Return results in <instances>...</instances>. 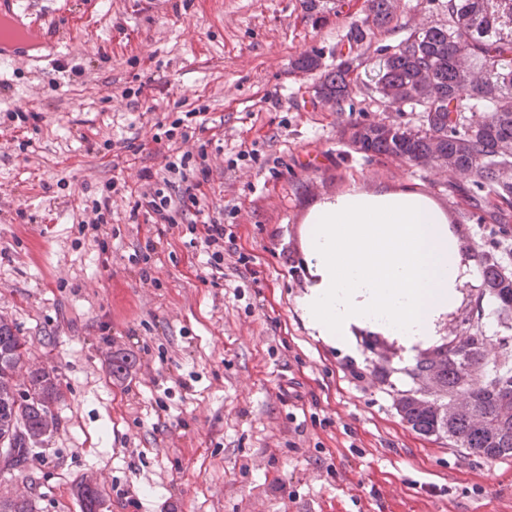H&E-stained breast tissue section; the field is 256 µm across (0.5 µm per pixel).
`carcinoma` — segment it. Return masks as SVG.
<instances>
[{
  "label": "carcinoma",
  "mask_w": 512,
  "mask_h": 512,
  "mask_svg": "<svg viewBox=\"0 0 512 512\" xmlns=\"http://www.w3.org/2000/svg\"><path fill=\"white\" fill-rule=\"evenodd\" d=\"M368 14L353 24L345 38L348 49L371 41L375 29L394 19L391 0H367ZM446 19L409 35L377 59L365 62L368 89L383 109L418 91L408 105L418 113L419 131L384 120H355L348 124V142L371 157H391L420 164L433 156L448 170L472 181V200L489 214L499 232L509 233L512 223V0H447ZM355 58H340L336 67L320 74L318 98L336 111H345L350 97ZM302 72L320 69V56L305 53L294 61ZM481 293L503 312L512 311V272L492 251L480 261ZM24 342L12 326L0 319V443L14 449L12 467L23 463L36 445L59 426L56 404L63 397L54 370H28L25 389H17L24 366ZM488 368L485 387L472 391L474 415L448 412L452 397L461 389L463 372ZM411 387L397 391L394 406L412 430L425 437L445 439L488 459L512 457V416L500 414L503 390L512 388V362L490 359L483 343L452 348L441 344L403 368ZM435 374L440 393L424 409L417 398L426 392L424 379ZM82 512H98L101 492L90 482L77 486Z\"/></svg>",
  "instance_id": "cac0c4a2"
}]
</instances>
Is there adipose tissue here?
<instances>
[{
  "label": "adipose tissue",
  "instance_id": "ef3b65f1",
  "mask_svg": "<svg viewBox=\"0 0 512 512\" xmlns=\"http://www.w3.org/2000/svg\"><path fill=\"white\" fill-rule=\"evenodd\" d=\"M302 236L312 282L298 308L338 348L350 347L360 330L407 353L429 344L475 275L444 212L414 192L356 190L325 199L311 208Z\"/></svg>",
  "mask_w": 512,
  "mask_h": 512
}]
</instances>
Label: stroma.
I'll return each instance as SVG.
<instances>
[{
    "mask_svg": "<svg viewBox=\"0 0 512 512\" xmlns=\"http://www.w3.org/2000/svg\"><path fill=\"white\" fill-rule=\"evenodd\" d=\"M326 2L317 23L302 0H71L57 65L0 66V318L64 392L58 430L23 467L0 461V500L81 512L74 487L89 479L105 512H512V458L420 436L397 414L412 355L365 330L335 348L298 310L304 220L353 188L423 194L466 257L494 248L512 267V239L494 243L468 179L366 157L341 135L415 113L383 112L359 81L336 111L317 73L293 68L305 52L334 67L366 16L365 0ZM394 11L361 54L435 25L444 0ZM186 151L206 154L202 216L224 224L218 280L185 215L131 216L141 171ZM114 179L126 189L106 224H88ZM149 241L145 280L135 256ZM479 288L465 285L443 337L480 332L500 359L512 331L475 319ZM117 354L133 359L120 378Z\"/></svg>",
    "mask_w": 512,
    "mask_h": 512,
    "instance_id": "35a3bbf8",
    "label": "stroma"
}]
</instances>
